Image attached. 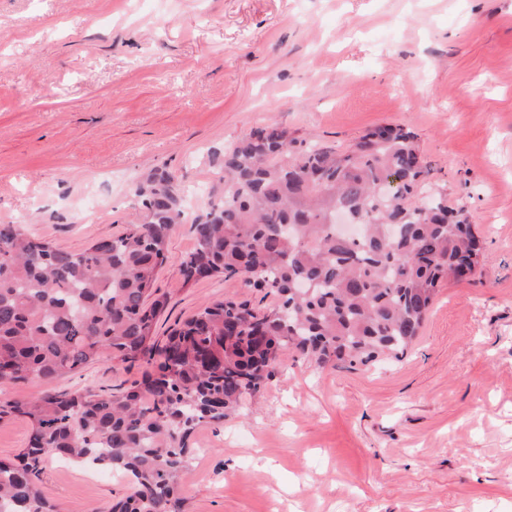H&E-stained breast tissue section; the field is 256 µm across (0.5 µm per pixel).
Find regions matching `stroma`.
Returning <instances> with one entry per match:
<instances>
[{"instance_id":"35a3bbf8","label":"stroma","mask_w":512,"mask_h":512,"mask_svg":"<svg viewBox=\"0 0 512 512\" xmlns=\"http://www.w3.org/2000/svg\"><path fill=\"white\" fill-rule=\"evenodd\" d=\"M268 125L349 147L401 125L426 192L464 208L488 257L437 293L413 347L370 368L288 357L245 413L197 428L182 512H512V0H0V224L71 252L122 232L166 167L203 209L212 151ZM174 225L157 338L203 304L275 296L184 285ZM146 361H100L9 397L119 392ZM59 512H100L120 474L48 456Z\"/></svg>"}]
</instances>
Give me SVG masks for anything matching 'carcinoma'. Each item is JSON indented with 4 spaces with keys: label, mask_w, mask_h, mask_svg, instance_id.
<instances>
[{
    "label": "carcinoma",
    "mask_w": 512,
    "mask_h": 512,
    "mask_svg": "<svg viewBox=\"0 0 512 512\" xmlns=\"http://www.w3.org/2000/svg\"><path fill=\"white\" fill-rule=\"evenodd\" d=\"M212 161L222 176L203 210L187 213L180 185L157 169L132 189L146 221L80 252L0 225V382L156 362L126 391L0 398V420L31 429L26 448L0 459V512H56L36 482L52 452L129 479L131 493L101 512H180L195 429L240 413L291 352L320 367L402 358L441 284L487 260L464 210L441 193L420 196L429 170L402 127L339 149L299 146L273 125ZM338 210L362 228L357 237L337 231ZM187 221L195 247L183 284L240 279L278 303L206 304L161 344L168 298L155 284L172 226Z\"/></svg>",
    "instance_id": "1"
}]
</instances>
